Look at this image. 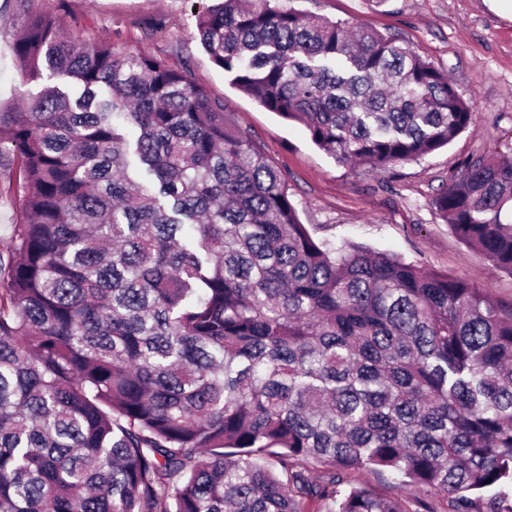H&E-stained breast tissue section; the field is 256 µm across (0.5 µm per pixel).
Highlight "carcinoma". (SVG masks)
I'll return each mask as SVG.
<instances>
[{
  "mask_svg": "<svg viewBox=\"0 0 512 512\" xmlns=\"http://www.w3.org/2000/svg\"><path fill=\"white\" fill-rule=\"evenodd\" d=\"M270 2L217 0L199 39L337 161L382 171L472 126L399 38ZM13 53L26 81L81 93L0 111L20 210L0 254V512H436L431 490L512 512V314L472 280L316 241L224 102L165 59L74 44L48 12ZM431 206L512 274V161L468 162Z\"/></svg>",
  "mask_w": 512,
  "mask_h": 512,
  "instance_id": "obj_1",
  "label": "carcinoma"
}]
</instances>
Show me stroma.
I'll return each mask as SVG.
<instances>
[{
  "label": "stroma",
  "mask_w": 512,
  "mask_h": 512,
  "mask_svg": "<svg viewBox=\"0 0 512 512\" xmlns=\"http://www.w3.org/2000/svg\"><path fill=\"white\" fill-rule=\"evenodd\" d=\"M332 20L367 24L402 38L445 71L469 100L474 125L418 161L374 172L340 164L306 127L267 111L216 67L196 37L211 0H0V107L21 106L43 87L23 82L13 41L28 14L51 12L73 43L109 41L184 67L192 83L223 100L228 120L285 176L300 220L317 240L389 251L406 262L473 280L512 310V275L468 249L437 218L431 200L471 159L512 157V0H277Z\"/></svg>",
  "instance_id": "1"
}]
</instances>
